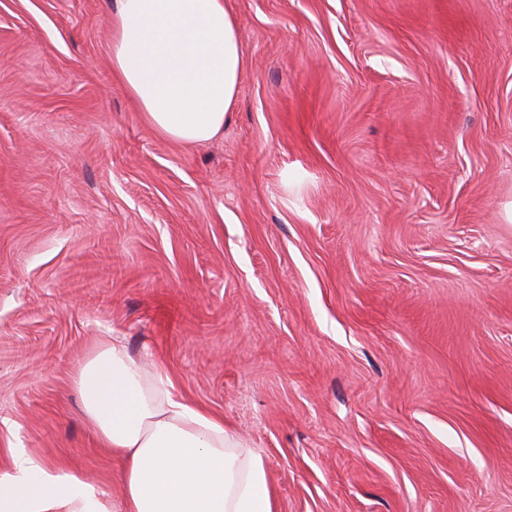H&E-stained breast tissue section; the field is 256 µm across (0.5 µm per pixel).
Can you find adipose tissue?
I'll return each mask as SVG.
<instances>
[{
  "instance_id": "1",
  "label": "adipose tissue",
  "mask_w": 512,
  "mask_h": 512,
  "mask_svg": "<svg viewBox=\"0 0 512 512\" xmlns=\"http://www.w3.org/2000/svg\"><path fill=\"white\" fill-rule=\"evenodd\" d=\"M109 20L112 70L149 125L183 145L223 132L246 66L229 0H114ZM73 385L124 461L119 496L17 447L0 469V512H274L262 457L121 343L101 341Z\"/></svg>"
}]
</instances>
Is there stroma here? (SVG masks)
<instances>
[{
    "instance_id": "1",
    "label": "stroma",
    "mask_w": 512,
    "mask_h": 512,
    "mask_svg": "<svg viewBox=\"0 0 512 512\" xmlns=\"http://www.w3.org/2000/svg\"><path fill=\"white\" fill-rule=\"evenodd\" d=\"M224 132L159 136L107 0H0V467L119 495L72 376L116 339L275 512H512V0H230Z\"/></svg>"
}]
</instances>
